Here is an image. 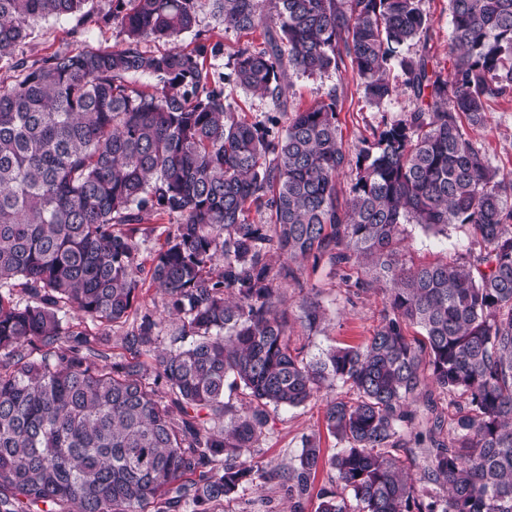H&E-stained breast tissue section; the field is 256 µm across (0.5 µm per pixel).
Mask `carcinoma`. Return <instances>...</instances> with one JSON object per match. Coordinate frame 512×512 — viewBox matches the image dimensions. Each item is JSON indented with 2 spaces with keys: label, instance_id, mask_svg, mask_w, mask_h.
<instances>
[{
  "label": "carcinoma",
  "instance_id": "obj_1",
  "mask_svg": "<svg viewBox=\"0 0 512 512\" xmlns=\"http://www.w3.org/2000/svg\"><path fill=\"white\" fill-rule=\"evenodd\" d=\"M88 2L0 0V512H213L273 479L308 495L324 467L336 489L317 512L351 500L357 512H512V175L463 126L512 97V0H449L446 72L416 49L430 28L421 0H112L103 20L123 47L17 58L34 24L86 21ZM206 11L262 29L229 77L279 112L287 72L346 64L377 106L398 94V65L414 107L354 156L334 89L282 131L277 116L251 123L211 83L208 46L176 44ZM148 39L172 46L148 52ZM164 216V244L145 257L149 221ZM407 224L466 225L470 245L416 265ZM323 259L352 280L349 298L379 290L385 311L363 343L308 355L291 346L282 285L315 291L295 264ZM147 282L180 322L167 347L161 320L139 311ZM299 309L310 331L324 320L317 301ZM88 322L126 328L123 352ZM427 381L455 412L410 438ZM336 389L351 394L326 402L336 453L307 437L281 474L253 461L270 408ZM401 451L423 458L415 472Z\"/></svg>",
  "mask_w": 512,
  "mask_h": 512
}]
</instances>
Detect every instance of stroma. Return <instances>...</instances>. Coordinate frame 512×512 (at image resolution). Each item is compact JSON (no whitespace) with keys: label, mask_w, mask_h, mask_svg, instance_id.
<instances>
[{"label":"stroma","mask_w":512,"mask_h":512,"mask_svg":"<svg viewBox=\"0 0 512 512\" xmlns=\"http://www.w3.org/2000/svg\"><path fill=\"white\" fill-rule=\"evenodd\" d=\"M110 7V0H94L96 20L85 25L75 17L39 23L22 44L23 55L38 60L60 52L122 46L125 36L120 27L105 19ZM421 7L430 19L426 51L432 63L447 67L448 0H421ZM198 28L206 35L209 44L217 48L215 54L207 55L205 64L218 81L230 72L234 54L240 47L256 45L263 40L261 30L237 31L207 13L200 15ZM389 77L399 84L400 91L379 109L366 101L351 70H331L313 76L295 72L288 78V105L307 107L326 100L330 90H337L341 100L338 125L342 144L347 152L353 153L364 141L372 140L375 128L383 119L394 118L413 107L409 90L401 86L403 77L399 67H392ZM468 133L495 167L506 173L512 171V100L491 103L485 125L471 127ZM406 235L408 256L417 264L442 257L456 258L468 244V231L459 224L449 226L444 236L425 233L418 225L410 224L406 227ZM300 273L302 280L319 289V300L326 311L327 321L313 333L304 328L298 319L299 290L294 285H284L283 294L292 317L294 346L305 348L312 354L332 345H356L379 326L385 306L382 294L369 292L350 303L346 300L347 282L327 264L315 268L307 264L301 266ZM325 404V399L321 398L305 407L272 412L270 427L254 450L255 461L268 470H283L300 453L303 439L312 435L319 437L324 455L333 454L337 444L323 426ZM335 486L333 473L324 468L319 470L313 490L303 505H296L274 480L259 488H244L234 498L218 505L216 512H293L297 507L302 512H316L321 490Z\"/></svg>","instance_id":"1"}]
</instances>
